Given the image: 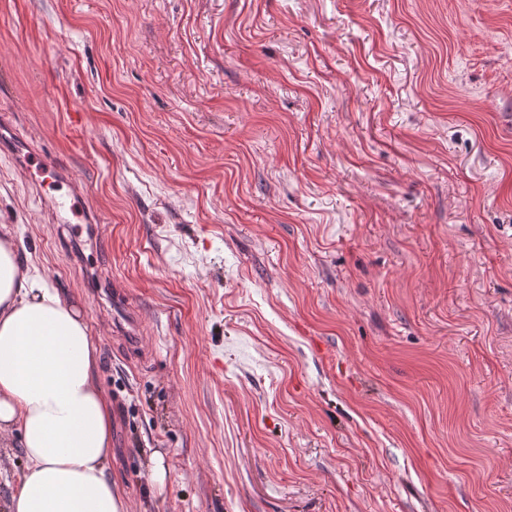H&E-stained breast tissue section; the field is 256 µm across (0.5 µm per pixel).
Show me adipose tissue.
<instances>
[{
    "instance_id": "adipose-tissue-1",
    "label": "adipose tissue",
    "mask_w": 512,
    "mask_h": 512,
    "mask_svg": "<svg viewBox=\"0 0 512 512\" xmlns=\"http://www.w3.org/2000/svg\"><path fill=\"white\" fill-rule=\"evenodd\" d=\"M112 421L81 307L1 238L0 436L18 433L25 460L6 512H125Z\"/></svg>"
}]
</instances>
